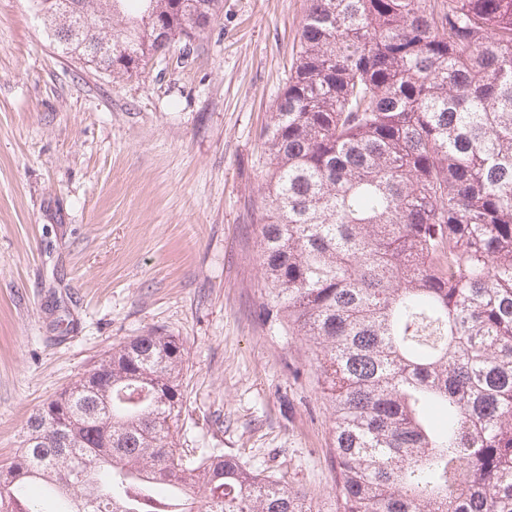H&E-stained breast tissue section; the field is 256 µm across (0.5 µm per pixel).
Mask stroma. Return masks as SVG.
Returning <instances> with one entry per match:
<instances>
[{
    "instance_id": "1",
    "label": "stroma",
    "mask_w": 512,
    "mask_h": 512,
    "mask_svg": "<svg viewBox=\"0 0 512 512\" xmlns=\"http://www.w3.org/2000/svg\"><path fill=\"white\" fill-rule=\"evenodd\" d=\"M307 0H223L182 64L112 78L0 0V466L27 423L122 341L185 348L175 441L332 512V416L304 341L258 317L263 131Z\"/></svg>"
}]
</instances>
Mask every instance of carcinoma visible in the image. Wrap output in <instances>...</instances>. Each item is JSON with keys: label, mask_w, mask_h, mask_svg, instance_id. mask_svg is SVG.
I'll return each instance as SVG.
<instances>
[{"label": "carcinoma", "mask_w": 512, "mask_h": 512, "mask_svg": "<svg viewBox=\"0 0 512 512\" xmlns=\"http://www.w3.org/2000/svg\"><path fill=\"white\" fill-rule=\"evenodd\" d=\"M138 75L175 0H76ZM259 317L309 346L336 512H512V0H308L264 133ZM183 343H120L28 421L0 512H312L176 446ZM69 441L57 439L60 429Z\"/></svg>", "instance_id": "1"}]
</instances>
